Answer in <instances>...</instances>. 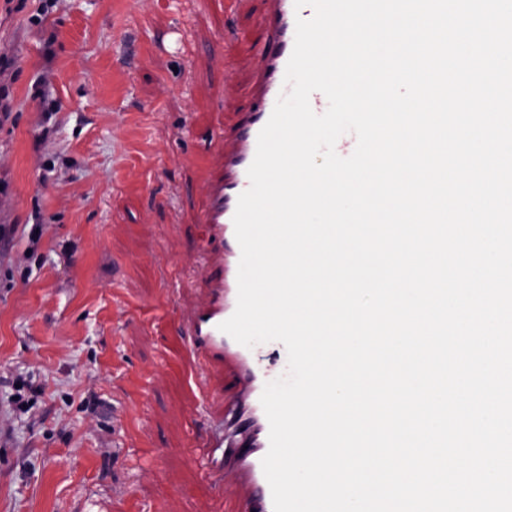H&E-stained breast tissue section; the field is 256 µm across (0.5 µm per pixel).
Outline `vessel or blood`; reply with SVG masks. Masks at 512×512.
<instances>
[{"label":"vessel or blood","instance_id":"obj_1","mask_svg":"<svg viewBox=\"0 0 512 512\" xmlns=\"http://www.w3.org/2000/svg\"><path fill=\"white\" fill-rule=\"evenodd\" d=\"M312 7L295 8L294 0H268L264 17L265 39L259 53L260 81L254 109L248 126L236 150L223 154L222 161L208 178L205 204L199 221L207 234L199 245L207 256L205 298L190 307L185 316V334L194 363L199 370L197 387L206 405L223 404L224 383L212 381L209 370H224L227 362H235L245 371L250 388L251 410L248 414V445L253 452L248 463L255 493L249 512H274L270 486L264 475L262 459L269 449V422L261 404L265 385L275 375L255 362L251 349L220 331L222 322L230 318L237 306V273L241 249L235 236L233 217L238 197L250 186L247 171L257 148V138L268 122L276 101L285 89L284 77L293 51L297 19H311ZM227 420L225 415L212 418L210 431L202 443L207 466L205 478L217 495H224L225 446Z\"/></svg>","mask_w":512,"mask_h":512}]
</instances>
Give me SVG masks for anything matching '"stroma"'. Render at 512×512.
<instances>
[{"label": "stroma", "mask_w": 512, "mask_h": 512, "mask_svg": "<svg viewBox=\"0 0 512 512\" xmlns=\"http://www.w3.org/2000/svg\"><path fill=\"white\" fill-rule=\"evenodd\" d=\"M263 0H0V512H221L180 330Z\"/></svg>", "instance_id": "35a3bbf8"}]
</instances>
